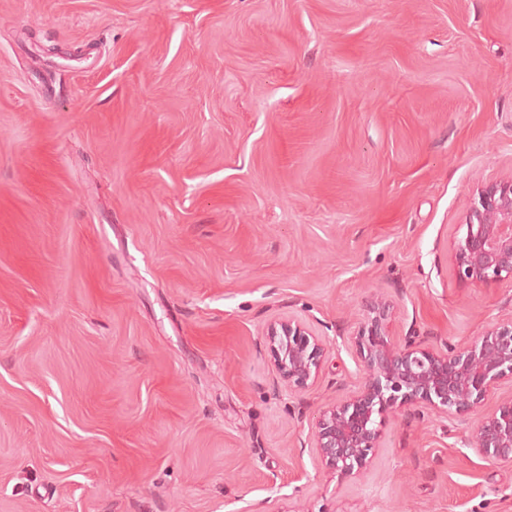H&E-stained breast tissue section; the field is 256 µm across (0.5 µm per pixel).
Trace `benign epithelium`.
<instances>
[{
    "mask_svg": "<svg viewBox=\"0 0 512 512\" xmlns=\"http://www.w3.org/2000/svg\"><path fill=\"white\" fill-rule=\"evenodd\" d=\"M454 241V274L465 283L512 282V177L483 185ZM388 306L367 305L364 321L348 344L364 380L345 399L322 411L315 426L314 448L338 478L366 470L380 447L386 419L427 412L445 418L467 415L504 380L512 381V319L499 323L469 346L429 347L419 336L389 334ZM280 378L294 389L315 381L328 351L327 342L297 318L268 332ZM469 446L482 458L512 466V397L477 422Z\"/></svg>",
    "mask_w": 512,
    "mask_h": 512,
    "instance_id": "benign-epithelium-1",
    "label": "benign epithelium"
}]
</instances>
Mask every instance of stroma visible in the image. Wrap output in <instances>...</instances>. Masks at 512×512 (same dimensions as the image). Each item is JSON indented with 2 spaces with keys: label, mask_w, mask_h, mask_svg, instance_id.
I'll list each match as a JSON object with an SVG mask.
<instances>
[{
  "label": "stroma",
  "mask_w": 512,
  "mask_h": 512,
  "mask_svg": "<svg viewBox=\"0 0 512 512\" xmlns=\"http://www.w3.org/2000/svg\"><path fill=\"white\" fill-rule=\"evenodd\" d=\"M510 176L512 0H0V512H512L471 417L346 480L311 443L370 295L439 346L512 318L453 272ZM275 369L288 388L305 389L315 381L328 351L327 342L304 321L288 318L270 327Z\"/></svg>",
  "instance_id": "stroma-1"
}]
</instances>
